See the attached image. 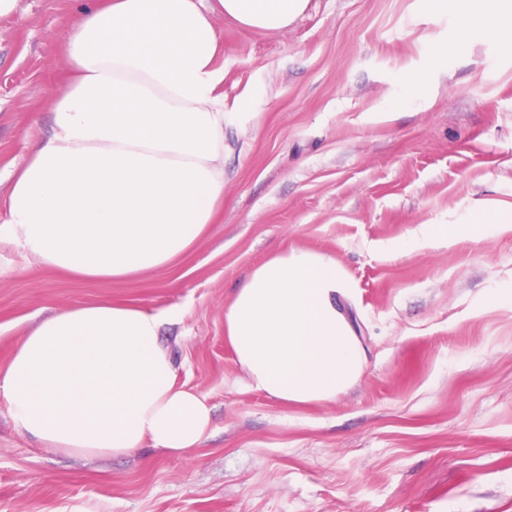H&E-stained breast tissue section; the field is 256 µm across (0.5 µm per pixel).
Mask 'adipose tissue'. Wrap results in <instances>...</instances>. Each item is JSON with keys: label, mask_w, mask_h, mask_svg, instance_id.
I'll list each match as a JSON object with an SVG mask.
<instances>
[{"label": "adipose tissue", "mask_w": 512, "mask_h": 512, "mask_svg": "<svg viewBox=\"0 0 512 512\" xmlns=\"http://www.w3.org/2000/svg\"><path fill=\"white\" fill-rule=\"evenodd\" d=\"M454 48L498 38L512 0H456ZM308 0H87L66 39L54 133L32 146L0 204V243L85 279L122 280L187 252L224 200V126L214 15L282 30ZM451 48V49H454ZM435 46L433 62L449 59ZM335 259L303 249L255 268L224 310V334L253 388L285 403L333 400L367 353L341 300ZM163 315L122 305L57 309L25 337L0 398L46 446L126 455L199 447L206 399L176 384Z\"/></svg>", "instance_id": "1"}]
</instances>
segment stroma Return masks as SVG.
I'll list each match as a JSON object with an SVG mask.
<instances>
[{
	"label": "stroma",
	"instance_id": "1",
	"mask_svg": "<svg viewBox=\"0 0 512 512\" xmlns=\"http://www.w3.org/2000/svg\"><path fill=\"white\" fill-rule=\"evenodd\" d=\"M75 0L0 19V196L53 132ZM448 0H309L286 29L217 15L224 204L171 267L119 281L0 245V370L72 305L168 312L160 341L212 424L183 454H73L0 399V512H512V49ZM335 258L367 351L332 401L251 387L224 308L274 253Z\"/></svg>",
	"mask_w": 512,
	"mask_h": 512
}]
</instances>
